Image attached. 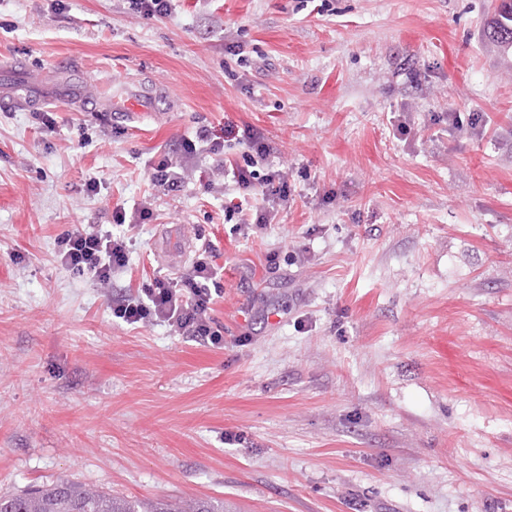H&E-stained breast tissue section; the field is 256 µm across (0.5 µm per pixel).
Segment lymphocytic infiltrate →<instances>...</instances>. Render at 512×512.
<instances>
[{
    "label": "lymphocytic infiltrate",
    "instance_id": "f902f5d3",
    "mask_svg": "<svg viewBox=\"0 0 512 512\" xmlns=\"http://www.w3.org/2000/svg\"><path fill=\"white\" fill-rule=\"evenodd\" d=\"M242 161L227 157L224 139L211 127L197 128L193 136L183 138L178 151L165 152L153 161L151 180L166 193L181 190L194 160L201 155L212 158L213 165L204 185L206 191L233 189L239 202L225 206V219H238L254 231H265L274 224L280 208L293 200L287 164L271 159L273 148L265 140L245 130ZM192 233L201 242V255L190 271L178 278H154L137 292L112 304V315L128 324L149 325L162 322L179 336L201 337L217 344L222 331L211 315L215 297L223 287L216 268L207 259L211 244L203 227ZM129 240L125 234L99 229L91 224L77 228L58 240L60 262L64 268L110 287L115 275L129 263Z\"/></svg>",
    "mask_w": 512,
    "mask_h": 512
}]
</instances>
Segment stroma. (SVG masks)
I'll return each instance as SVG.
<instances>
[{"label":"stroma","instance_id":"stroma-1","mask_svg":"<svg viewBox=\"0 0 512 512\" xmlns=\"http://www.w3.org/2000/svg\"><path fill=\"white\" fill-rule=\"evenodd\" d=\"M498 0H0V493L68 480L224 512H512V53ZM149 115L113 101L136 90ZM56 115L54 130L35 113ZM264 134L294 201L259 234L150 163ZM96 192H86L88 177ZM151 198L109 289L55 240ZM223 341L112 302L184 275ZM275 267H268V255ZM128 9L145 18L164 17L171 13L175 0H125ZM485 35L504 51L512 49V0H500ZM151 94L144 91L133 92L121 106L114 108V112L123 113L126 120H135L138 116L148 111L151 106Z\"/></svg>","mask_w":512,"mask_h":512}]
</instances>
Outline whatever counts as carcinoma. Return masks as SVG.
Wrapping results in <instances>:
<instances>
[{
	"label": "carcinoma",
	"instance_id": "cac0c4a2",
	"mask_svg": "<svg viewBox=\"0 0 512 512\" xmlns=\"http://www.w3.org/2000/svg\"><path fill=\"white\" fill-rule=\"evenodd\" d=\"M485 35L503 50L512 49V0H500ZM0 512H224V503L193 500L185 507H173L91 492L74 482L60 481L30 492L0 495Z\"/></svg>",
	"mask_w": 512,
	"mask_h": 512
}]
</instances>
